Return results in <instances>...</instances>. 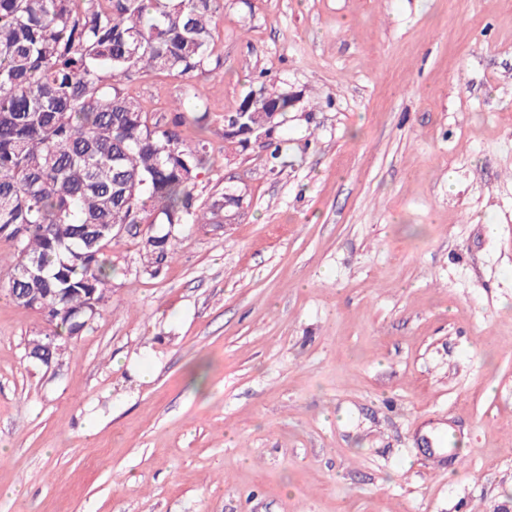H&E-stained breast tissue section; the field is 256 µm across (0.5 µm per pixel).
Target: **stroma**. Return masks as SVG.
Wrapping results in <instances>:
<instances>
[{"mask_svg": "<svg viewBox=\"0 0 512 512\" xmlns=\"http://www.w3.org/2000/svg\"><path fill=\"white\" fill-rule=\"evenodd\" d=\"M217 31L179 133L242 206L154 276L113 244L52 365L0 289V512H512V0H224ZM262 86L298 97L275 165L224 138Z\"/></svg>", "mask_w": 512, "mask_h": 512, "instance_id": "1", "label": "stroma"}]
</instances>
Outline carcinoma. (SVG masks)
Segmentation results:
<instances>
[{
	"instance_id": "cac0c4a2",
	"label": "carcinoma",
	"mask_w": 512,
	"mask_h": 512,
	"mask_svg": "<svg viewBox=\"0 0 512 512\" xmlns=\"http://www.w3.org/2000/svg\"><path fill=\"white\" fill-rule=\"evenodd\" d=\"M222 0H0V239L14 244L7 292L36 303L52 324L34 355L56 356L76 334L63 308L112 292V229L137 242L154 276L175 254L182 224H222L233 189L201 202L194 194L209 161L203 140L185 142L186 114L208 120L199 89L187 86L169 121L151 119L128 85L142 76L185 80L222 66L214 55ZM266 87L248 111L224 114V139L246 123L266 130ZM277 118L294 107L272 99ZM167 224L162 234L153 225Z\"/></svg>"
}]
</instances>
